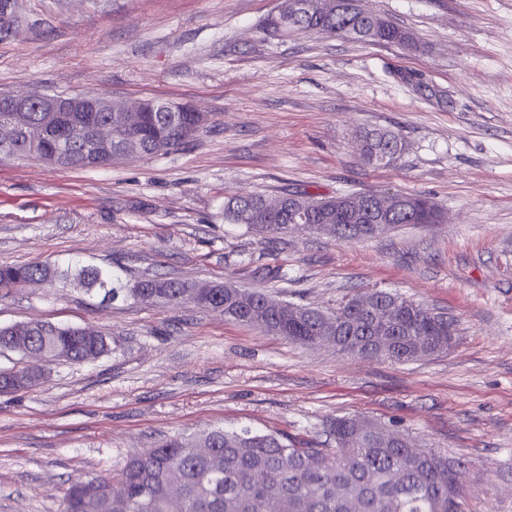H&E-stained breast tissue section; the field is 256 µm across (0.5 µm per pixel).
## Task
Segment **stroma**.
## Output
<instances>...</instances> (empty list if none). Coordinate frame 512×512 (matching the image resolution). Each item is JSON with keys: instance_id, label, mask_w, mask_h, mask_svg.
Returning a JSON list of instances; mask_svg holds the SVG:
<instances>
[{"instance_id": "stroma-1", "label": "stroma", "mask_w": 512, "mask_h": 512, "mask_svg": "<svg viewBox=\"0 0 512 512\" xmlns=\"http://www.w3.org/2000/svg\"><path fill=\"white\" fill-rule=\"evenodd\" d=\"M280 3L17 0L0 92L163 99L208 120L168 155L67 171L0 163V265L112 266L120 287L112 301L75 282L0 297V326H90L110 344L0 393V512H60L72 482L117 475L175 435L248 427L321 441L349 414L466 460L465 512H512V0H363L414 49L275 35ZM365 128L404 138L396 164L362 160ZM287 191L419 193L443 221L346 242L224 219L233 196ZM145 274L322 309L385 289L447 313L457 344L405 364L348 357L129 296Z\"/></svg>"}]
</instances>
